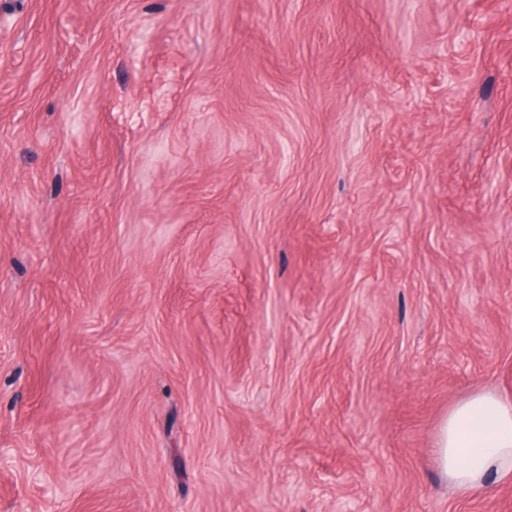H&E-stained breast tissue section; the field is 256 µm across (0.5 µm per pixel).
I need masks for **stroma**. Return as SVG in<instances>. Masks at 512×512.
<instances>
[{"instance_id":"stroma-1","label":"stroma","mask_w":512,"mask_h":512,"mask_svg":"<svg viewBox=\"0 0 512 512\" xmlns=\"http://www.w3.org/2000/svg\"><path fill=\"white\" fill-rule=\"evenodd\" d=\"M512 0H0V512H512ZM434 463L461 495L489 494L512 477V398L478 391L448 409L439 422Z\"/></svg>"}]
</instances>
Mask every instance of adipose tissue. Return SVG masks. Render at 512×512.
Masks as SVG:
<instances>
[{
    "mask_svg": "<svg viewBox=\"0 0 512 512\" xmlns=\"http://www.w3.org/2000/svg\"><path fill=\"white\" fill-rule=\"evenodd\" d=\"M434 463L459 494L491 493L512 477V398L482 390L456 403L436 431Z\"/></svg>",
    "mask_w": 512,
    "mask_h": 512,
    "instance_id": "ef3b65f1",
    "label": "adipose tissue"
}]
</instances>
